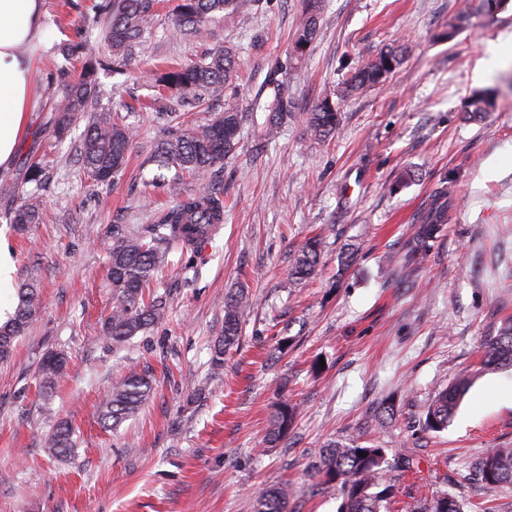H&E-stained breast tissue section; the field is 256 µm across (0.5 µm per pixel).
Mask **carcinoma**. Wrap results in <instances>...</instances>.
Wrapping results in <instances>:
<instances>
[{
	"label": "carcinoma",
	"instance_id": "1",
	"mask_svg": "<svg viewBox=\"0 0 512 512\" xmlns=\"http://www.w3.org/2000/svg\"><path fill=\"white\" fill-rule=\"evenodd\" d=\"M238 0H178L169 37L178 40L190 30L208 22L215 14L227 17L238 13ZM498 0H482L475 12L459 13L448 23L445 39L451 41L472 26L474 14L489 17ZM158 0H102L98 5L96 24L101 29V40L112 52V64H126L133 48L151 30ZM323 0H303L300 18L293 35V49L284 62L276 61L267 77L272 91L265 105L267 134H276L283 120L296 114V102L290 92L288 71L297 68L306 49L316 40L320 30ZM405 45L381 50L366 64L353 68L342 83L338 96L351 97L385 82L388 75L401 63ZM64 63L57 74V100L54 107V129L63 134L69 126L84 115L89 121L78 144V162L87 176L97 182H109L125 167L134 142V127L99 107L96 71L100 59L84 51L82 44H68L62 50ZM81 60L78 78L70 77V64ZM236 55L228 49L208 53L204 58L187 64L171 66L156 75L158 85L170 93L165 101L179 104L188 99L200 100L209 94H218L236 88ZM493 108L491 96L485 92L473 93L467 101L465 116L480 120ZM164 116L174 123L169 134L154 149L148 162L173 172L166 186L176 197L175 203L157 213L154 224L145 232L112 236L105 245L108 253V279L112 289V309L103 319L102 333L113 346H120L132 337L146 331L161 320L167 310V298L157 294L147 301L145 288L155 279L165 263L168 247L175 243L181 249L195 251L211 239L218 225L224 223V186L217 174L224 168V159L238 144L243 119L235 98L227 100L224 110L209 123L189 132L180 128L177 112ZM307 132L315 139L325 141L336 134L340 113L336 102L326 95L317 99L301 114ZM189 174L200 180L198 192L180 193L181 177ZM47 180L42 163L29 154L22 162L23 184L34 185L38 191ZM4 218L19 231L43 220L39 205L30 202L4 212ZM442 219L434 212L420 220L418 233L410 243L407 263H415L426 243L433 238ZM322 253L321 239L306 242L294 258L291 276L297 281L311 277ZM17 304L6 313L0 323V362L10 358L13 343L25 335L35 320L40 307L39 289L30 283L17 288ZM251 305L247 294H229L224 297V334L214 346L213 367L224 364V352L239 341L241 318ZM66 359L57 352L45 354L38 367L40 388L50 397L65 375ZM512 367V318L502 321L496 333L483 340L481 369L495 371ZM468 388V379H457L438 391L428 405L425 427L440 432L448 428ZM153 390L150 375L131 372L116 380L112 390L100 405V420L108 428L117 429L134 416ZM296 415V407L288 399H280L273 406L265 442L273 444L285 437ZM74 428L67 421L57 423L45 439V446L60 457L67 456L75 446ZM385 449L364 447L358 442H334L324 450L311 477L320 484L340 486L343 502L340 512H388L390 488L385 485ZM481 480L490 489L512 485V448H488L479 463ZM407 495L414 500L411 512H461L456 497L445 491L431 494L410 489ZM294 492L286 485H277L262 491L255 500L254 512H293Z\"/></svg>",
	"mask_w": 512,
	"mask_h": 512
}]
</instances>
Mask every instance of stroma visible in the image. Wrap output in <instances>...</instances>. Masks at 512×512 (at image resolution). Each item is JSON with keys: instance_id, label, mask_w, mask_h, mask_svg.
I'll return each mask as SVG.
<instances>
[{"instance_id": "35a3bbf8", "label": "stroma", "mask_w": 512, "mask_h": 512, "mask_svg": "<svg viewBox=\"0 0 512 512\" xmlns=\"http://www.w3.org/2000/svg\"><path fill=\"white\" fill-rule=\"evenodd\" d=\"M96 2L44 0L48 36L30 50L38 107L20 147L45 153L49 178L37 193L43 223L20 235L0 216L13 283L0 310L13 309L27 281L42 306L0 362V512H254L257 494L283 482L296 512H339V485L311 489L307 471L330 442L354 439L384 449L392 465L410 456V470L390 475L393 512H409L410 484L448 492L462 512H512V486L489 490L478 475L486 449L512 448V368H480L484 337L512 317V57L488 51L512 35V0L451 41L442 34L469 0H326L320 33L291 74L299 111L385 45L408 49L384 86L338 101L340 129L324 142L297 119L276 138L265 133L266 75L288 57L301 0H240L245 22L219 15L177 42L168 36L177 0H163L124 74L99 69L102 107L153 101L156 66L229 47L244 119L224 160L220 232L197 258L170 252L153 285L168 297L165 318L118 349L101 331L112 307L102 241L143 231L170 197L146 162L165 135L154 111L130 116L133 147L110 182L79 171L86 119L63 140L53 135L61 49L82 38L99 50ZM479 89L494 91L495 107L474 122L465 102ZM440 203L439 232L407 263L420 218ZM315 234L324 241L316 272L294 280L293 256ZM240 288L253 303L216 375L224 298ZM49 351L65 353L68 368L46 400L36 378ZM133 370L151 375L154 393L135 418L104 430L97 405ZM462 376L471 387L448 428L426 430L432 396ZM283 397L297 418L264 447ZM62 419L77 445L59 460L44 439Z\"/></svg>"}]
</instances>
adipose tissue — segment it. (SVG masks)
Instances as JSON below:
<instances>
[{
	"label": "adipose tissue",
	"instance_id": "ef3b65f1",
	"mask_svg": "<svg viewBox=\"0 0 512 512\" xmlns=\"http://www.w3.org/2000/svg\"><path fill=\"white\" fill-rule=\"evenodd\" d=\"M43 0H0V170L13 162L36 107V64L20 54L25 44L43 42Z\"/></svg>",
	"mask_w": 512,
	"mask_h": 512
}]
</instances>
